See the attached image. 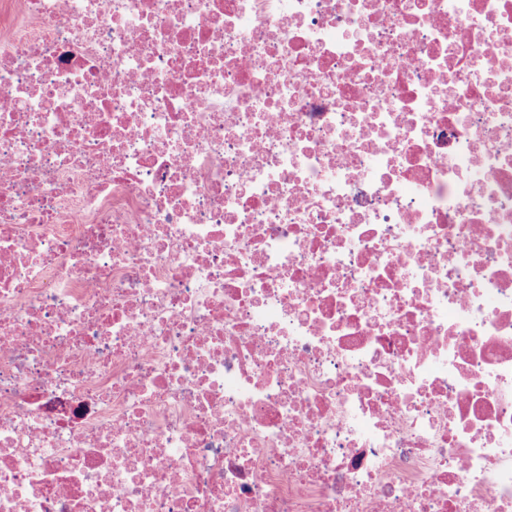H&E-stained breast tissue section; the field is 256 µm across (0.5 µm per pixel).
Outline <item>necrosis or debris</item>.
<instances>
[{"label": "necrosis or debris", "mask_w": 512, "mask_h": 512, "mask_svg": "<svg viewBox=\"0 0 512 512\" xmlns=\"http://www.w3.org/2000/svg\"><path fill=\"white\" fill-rule=\"evenodd\" d=\"M0 512H512V0H0Z\"/></svg>", "instance_id": "1"}]
</instances>
